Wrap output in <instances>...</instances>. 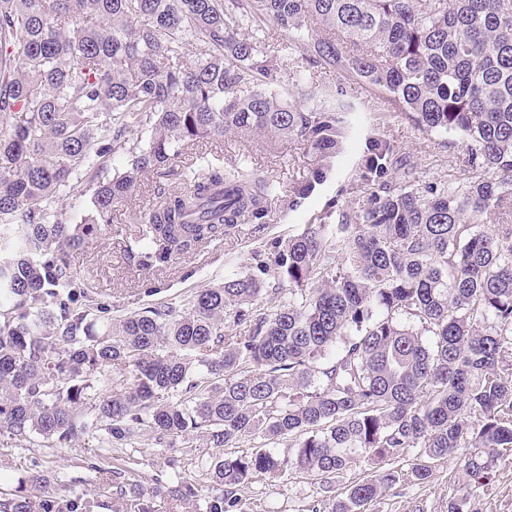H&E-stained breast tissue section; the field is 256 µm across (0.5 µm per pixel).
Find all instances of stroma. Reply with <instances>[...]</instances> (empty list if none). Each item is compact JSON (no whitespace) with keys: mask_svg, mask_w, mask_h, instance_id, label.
Wrapping results in <instances>:
<instances>
[{"mask_svg":"<svg viewBox=\"0 0 512 512\" xmlns=\"http://www.w3.org/2000/svg\"><path fill=\"white\" fill-rule=\"evenodd\" d=\"M283 40L280 27H270L268 45L277 53L280 86L289 100L300 102V88L312 82L343 94L360 112L361 132L349 135L343 153L332 159L324 181L296 208L290 205L296 189L310 181L320 165L306 146L261 134L243 137L229 133L186 151L182 157L186 163L198 156L220 158L228 166L245 161L261 175L271 177L277 185L271 213L264 225L242 224L223 240L195 252L172 256L163 264L138 267L125 258L127 240L120 230L134 224L139 210L154 198L156 178L145 175L136 194L114 205L110 223L98 225L73 258L77 278L95 285L99 309L92 318L97 324L156 303H180L189 291L217 286L229 276L256 274V252H270L274 241L302 233L330 203L357 208L367 192L359 178L366 136L381 137L409 156L414 164L409 177L415 183L440 184L447 182L449 175L459 174L465 151L460 137L419 129L359 80L289 65L287 53L280 50ZM181 444V439L162 441L156 432L143 430L135 447L112 450L113 473L105 479L98 471L103 450L97 439L50 447L38 437L16 441L2 430L0 496L13 492L19 481L31 477L33 464L38 461L49 477L46 496L75 495L93 501L92 512H127V504L141 493L153 494L156 512H197L198 502L183 505L171 499L169 491L177 481L201 486L209 496L219 488L205 477L209 458L182 455ZM395 468L397 484L387 496L372 502L368 512H448L449 500L459 495L457 464L431 463L429 477L421 482L410 473V459L400 460ZM364 475V465L353 466L337 476L328 490L298 471L277 482L258 475L240 487L237 495L243 512H307L325 493L342 495ZM463 512H512V452L505 453L492 484L478 490Z\"/></svg>","mask_w":512,"mask_h":512,"instance_id":"obj_1","label":"stroma"}]
</instances>
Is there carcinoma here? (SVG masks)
Segmentation results:
<instances>
[{
  "mask_svg": "<svg viewBox=\"0 0 512 512\" xmlns=\"http://www.w3.org/2000/svg\"><path fill=\"white\" fill-rule=\"evenodd\" d=\"M301 68L356 78L430 132L458 135L465 179L423 187L382 139L366 144L369 193L335 224H310L256 276H231L112 321L91 320L74 253L140 177L160 186L129 260L164 263L264 224L272 180L243 166L176 159L200 139L263 133L342 152L354 106L312 83L279 90L267 27ZM135 128L143 146L126 148ZM123 171L100 178L119 154ZM92 184L73 225L60 201ZM288 278L265 307L264 277ZM512 0H0V430L67 443L180 437L187 455L247 439L291 441L211 460L236 512L238 487L290 471L323 483L367 474L311 512H365L397 482L391 464L463 456L466 493L512 451ZM33 475L0 512H82L38 500Z\"/></svg>",
  "mask_w": 512,
  "mask_h": 512,
  "instance_id": "1",
  "label": "carcinoma"
}]
</instances>
